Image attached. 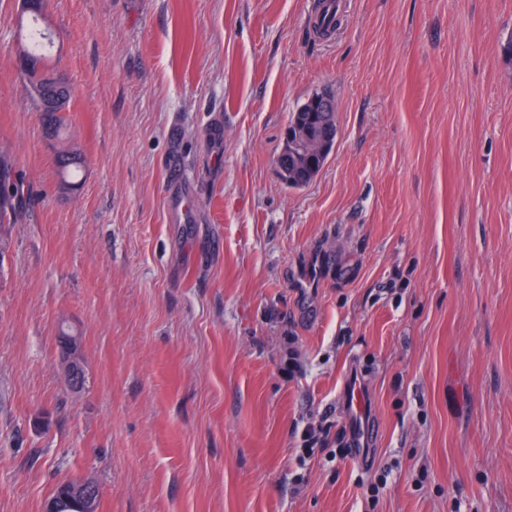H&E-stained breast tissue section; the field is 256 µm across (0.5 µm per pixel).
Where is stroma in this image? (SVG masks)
Here are the masks:
<instances>
[{
    "mask_svg": "<svg viewBox=\"0 0 512 512\" xmlns=\"http://www.w3.org/2000/svg\"><path fill=\"white\" fill-rule=\"evenodd\" d=\"M318 3L47 0L68 186L0 0V512L73 478L101 512H512V0H338L326 39ZM323 89L336 143L292 189L275 160ZM20 183L17 182L12 162L0 154V261L9 249L10 224H15L20 214ZM59 331L64 333V336L58 337L62 350L64 380L71 390L79 392L83 389L86 378L80 336L71 332L63 324L59 327ZM343 400L356 429L363 434L366 433L369 429V421L365 416L364 398L361 389L356 385L354 387L349 386Z\"/></svg>",
    "mask_w": 512,
    "mask_h": 512,
    "instance_id": "1",
    "label": "stroma"
}]
</instances>
